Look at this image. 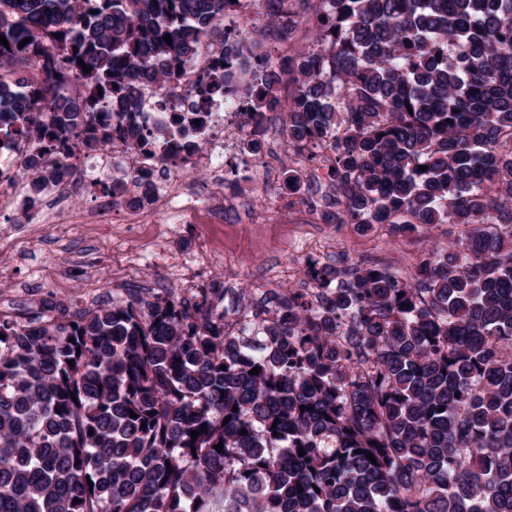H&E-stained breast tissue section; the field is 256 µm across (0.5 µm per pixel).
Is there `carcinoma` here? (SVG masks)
Returning <instances> with one entry per match:
<instances>
[{
	"label": "carcinoma",
	"mask_w": 512,
	"mask_h": 512,
	"mask_svg": "<svg viewBox=\"0 0 512 512\" xmlns=\"http://www.w3.org/2000/svg\"><path fill=\"white\" fill-rule=\"evenodd\" d=\"M260 2L280 39L314 40L242 89L269 57L224 28L239 0H0V135L49 157L115 133L199 148L198 111L143 132L140 86L207 41L201 96L331 152L328 221L464 234L407 281L310 259L304 287L257 299L213 281L0 316V512H512V0ZM105 190L153 202L131 175Z\"/></svg>",
	"instance_id": "cac0c4a2"
}]
</instances>
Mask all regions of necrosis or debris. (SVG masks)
Segmentation results:
<instances>
[{"mask_svg":"<svg viewBox=\"0 0 512 512\" xmlns=\"http://www.w3.org/2000/svg\"><path fill=\"white\" fill-rule=\"evenodd\" d=\"M211 60L209 50H202L196 67L186 70L178 82L163 94L151 87L142 90L143 116L147 125L154 126L166 120L172 106L190 109L205 104L203 136L208 148L186 155L177 153L173 145H165L154 161H147L136 138L119 136L110 141L103 152H64L54 155L53 163L63 171L61 181L46 187L40 194H32L29 185L15 182L14 173L22 167L38 162L39 156L27 142L0 143V219L19 211L41 215L46 203H53L61 215V223H68L66 199L69 194L99 182L100 168L121 165L126 171L151 173L154 185L163 186L165 193L158 209L161 223L192 224L202 212L214 218L224 216V159L231 148L224 141V130L241 123V114L234 105L215 96L202 101L198 87L200 78ZM211 168L216 174L210 187L195 191L186 180L189 170Z\"/></svg>","mask_w":512,"mask_h":512,"instance_id":"4bbe7bcc","label":"necrosis or debris"}]
</instances>
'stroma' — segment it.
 I'll use <instances>...</instances> for the list:
<instances>
[{
    "label": "stroma",
    "instance_id": "stroma-1",
    "mask_svg": "<svg viewBox=\"0 0 512 512\" xmlns=\"http://www.w3.org/2000/svg\"><path fill=\"white\" fill-rule=\"evenodd\" d=\"M230 20L275 61L311 41L306 30L279 40L260 5ZM280 125L278 118L269 120L256 156L245 152L237 129L225 130V140L234 145L229 163L250 165L254 175L225 187L223 223L163 226L148 211L131 213V228L9 220L4 233L15 245L0 252V313L36 311L46 301L86 309L107 291L119 297L133 288L179 293L213 279L258 297L271 288L301 287L311 256L347 266L375 263L406 279L419 256L458 238L454 224L425 225L402 235L388 224L368 230L326 224L281 189L273 212H266L259 204L262 175L280 188L284 169L296 164Z\"/></svg>",
    "mask_w": 512,
    "mask_h": 512
}]
</instances>
